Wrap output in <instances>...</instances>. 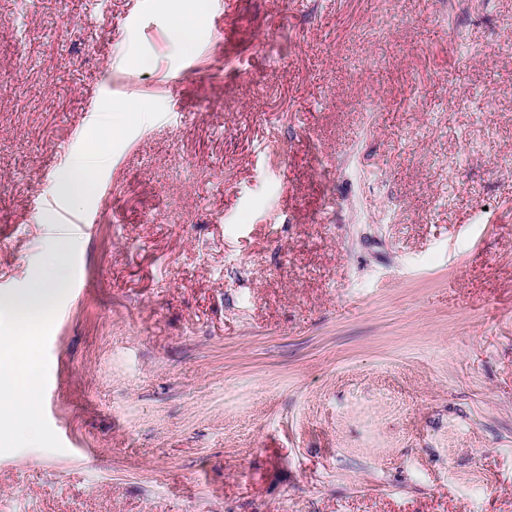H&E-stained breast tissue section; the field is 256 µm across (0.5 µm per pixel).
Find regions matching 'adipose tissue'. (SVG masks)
<instances>
[{
    "mask_svg": "<svg viewBox=\"0 0 512 512\" xmlns=\"http://www.w3.org/2000/svg\"><path fill=\"white\" fill-rule=\"evenodd\" d=\"M202 18V0H178L170 37L180 50L193 49ZM104 109L108 113L107 118L86 134L81 150L70 158L55 178L54 190L62 199H90L96 187L97 166L109 157L113 142L121 140L130 125L150 119L139 102L133 99L108 101Z\"/></svg>",
    "mask_w": 512,
    "mask_h": 512,
    "instance_id": "ef3b65f1",
    "label": "adipose tissue"
}]
</instances>
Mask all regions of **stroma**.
<instances>
[{
  "label": "stroma",
  "mask_w": 512,
  "mask_h": 512,
  "mask_svg": "<svg viewBox=\"0 0 512 512\" xmlns=\"http://www.w3.org/2000/svg\"><path fill=\"white\" fill-rule=\"evenodd\" d=\"M172 12L0 0V294L105 102L152 114L69 208L62 448L0 512H512V0ZM173 25L170 30L171 40L182 51H190L194 47L198 25L203 18L201 0H175Z\"/></svg>",
  "instance_id": "35a3bbf8"
}]
</instances>
